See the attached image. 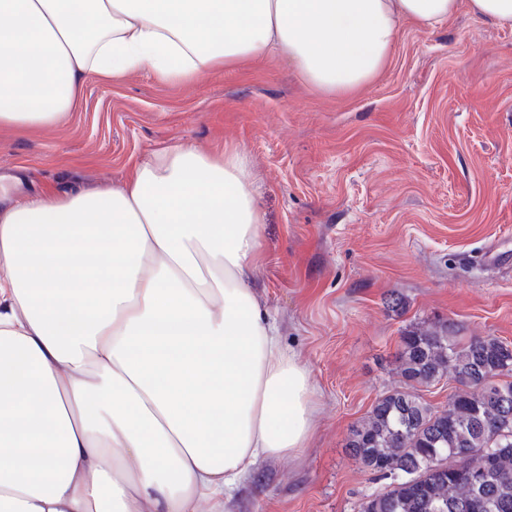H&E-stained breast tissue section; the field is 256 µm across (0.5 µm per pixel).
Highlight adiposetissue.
<instances>
[{
  "label": "adipose tissue",
  "instance_id": "ef3b65f1",
  "mask_svg": "<svg viewBox=\"0 0 512 512\" xmlns=\"http://www.w3.org/2000/svg\"><path fill=\"white\" fill-rule=\"evenodd\" d=\"M512 0H0V125L57 122L93 72L191 80L275 51L326 93L400 28ZM264 214L244 152H157L118 185L0 203V512H224L315 429L307 367L251 275Z\"/></svg>",
  "mask_w": 512,
  "mask_h": 512
}]
</instances>
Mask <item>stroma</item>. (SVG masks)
Masks as SVG:
<instances>
[{
  "mask_svg": "<svg viewBox=\"0 0 512 512\" xmlns=\"http://www.w3.org/2000/svg\"><path fill=\"white\" fill-rule=\"evenodd\" d=\"M176 144L246 153L265 222L253 282L315 389L307 448L261 463L224 512H358L385 483L347 441L400 384L401 332L450 320L512 344V269L481 263L512 244V29L464 4L403 24L379 76L345 94L276 53L186 82L148 63L90 73L58 122L0 126V170L12 195L63 197Z\"/></svg>",
  "mask_w": 512,
  "mask_h": 512,
  "instance_id": "1",
  "label": "stroma"
}]
</instances>
